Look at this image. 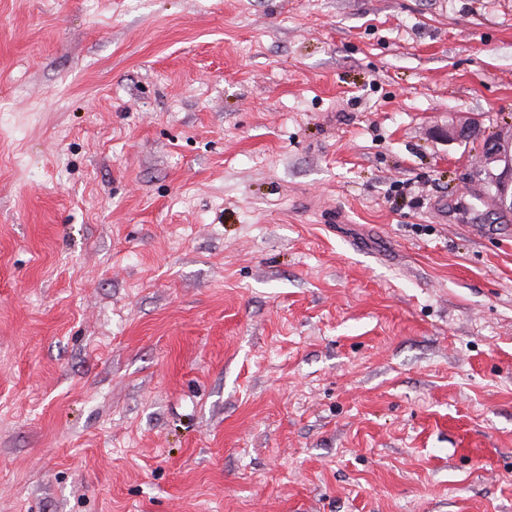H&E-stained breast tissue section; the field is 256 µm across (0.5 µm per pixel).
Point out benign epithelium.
Returning <instances> with one entry per match:
<instances>
[{
	"label": "benign epithelium",
	"mask_w": 512,
	"mask_h": 512,
	"mask_svg": "<svg viewBox=\"0 0 512 512\" xmlns=\"http://www.w3.org/2000/svg\"><path fill=\"white\" fill-rule=\"evenodd\" d=\"M448 137L469 142L482 141L477 171L488 174L502 195V205L512 206V154L507 153L498 138L486 134L479 124H467L448 129Z\"/></svg>",
	"instance_id": "obj_1"
}]
</instances>
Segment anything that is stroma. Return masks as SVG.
I'll use <instances>...</instances> for the list:
<instances>
[{
    "label": "stroma",
    "instance_id": "obj_1",
    "mask_svg": "<svg viewBox=\"0 0 512 512\" xmlns=\"http://www.w3.org/2000/svg\"><path fill=\"white\" fill-rule=\"evenodd\" d=\"M512 0H0V512H512ZM448 137L465 142L482 140L480 162L476 169L480 172L478 182L485 183L481 176L488 173L501 191L502 205L512 206V154L505 153L502 141L486 134L482 126L475 123L448 129Z\"/></svg>",
    "mask_w": 512,
    "mask_h": 512
}]
</instances>
